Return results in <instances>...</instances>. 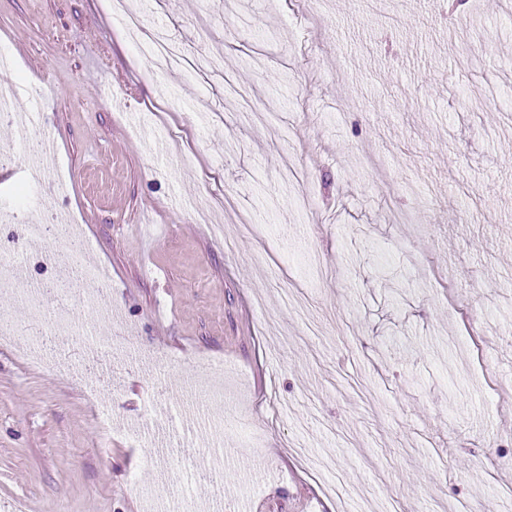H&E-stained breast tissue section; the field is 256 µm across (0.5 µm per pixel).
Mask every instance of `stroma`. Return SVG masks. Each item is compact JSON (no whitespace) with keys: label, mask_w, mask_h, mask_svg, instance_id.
Segmentation results:
<instances>
[{"label":"stroma","mask_w":512,"mask_h":512,"mask_svg":"<svg viewBox=\"0 0 512 512\" xmlns=\"http://www.w3.org/2000/svg\"><path fill=\"white\" fill-rule=\"evenodd\" d=\"M130 2L135 34L110 0H0L9 109L63 167L26 215L79 225L111 312L19 225L0 249L138 355L84 378L69 342L67 376L0 350V512L210 504L214 455L223 512H330L327 484L344 512H512V0ZM25 146L0 122V212ZM200 356L236 429L190 384ZM115 375L107 434L87 392Z\"/></svg>","instance_id":"1"}]
</instances>
